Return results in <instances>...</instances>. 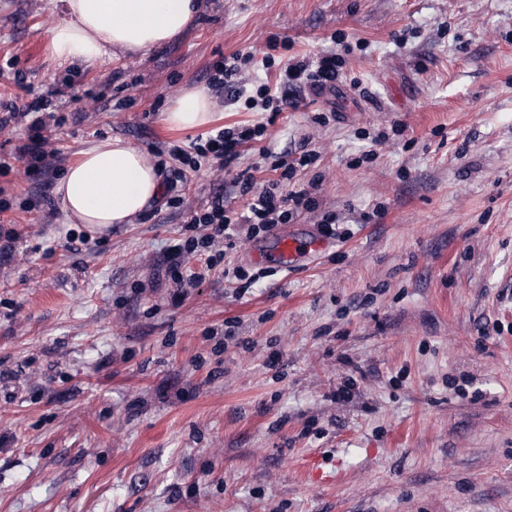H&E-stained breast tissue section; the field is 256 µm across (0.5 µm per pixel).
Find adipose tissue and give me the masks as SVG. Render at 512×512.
I'll list each match as a JSON object with an SVG mask.
<instances>
[{
	"instance_id": "ef3b65f1",
	"label": "adipose tissue",
	"mask_w": 512,
	"mask_h": 512,
	"mask_svg": "<svg viewBox=\"0 0 512 512\" xmlns=\"http://www.w3.org/2000/svg\"><path fill=\"white\" fill-rule=\"evenodd\" d=\"M63 18L51 30L59 64L88 66L118 55L143 54L180 35L194 20L200 0H62ZM214 119L209 91L178 94L162 116L165 125L199 130ZM162 191L158 166L133 145L112 138L83 152L57 184L55 194L70 222L101 231L129 224Z\"/></svg>"
}]
</instances>
